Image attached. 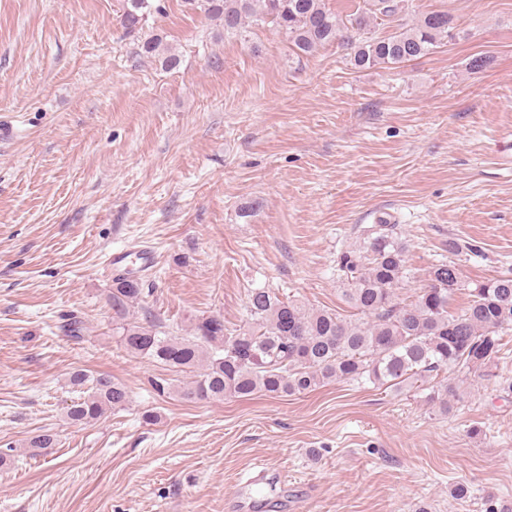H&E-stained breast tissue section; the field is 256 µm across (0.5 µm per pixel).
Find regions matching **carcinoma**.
<instances>
[{"mask_svg": "<svg viewBox=\"0 0 512 512\" xmlns=\"http://www.w3.org/2000/svg\"><path fill=\"white\" fill-rule=\"evenodd\" d=\"M402 2L366 0L364 8L342 16L326 0H183L189 10L219 21L226 32L242 35L270 25L298 57L338 41L352 50L351 61L359 69L394 68L429 54L448 38L453 20L446 11H431L410 26L376 34L377 20L397 16ZM160 12L155 0H125L121 25L142 35L141 54L173 70L180 58L163 36L143 34L148 17ZM336 271L342 300L357 311L356 319L331 309H309L258 288L249 296L251 322L243 328L229 330L223 320L209 316L198 320L191 335L177 336L148 320L121 325L119 338L133 354L191 373L192 381L179 390L188 400L306 394L333 381L398 388L443 373L430 400L439 414L448 416L457 386L447 373L466 369L482 371L512 393V379L503 381L494 372L507 346L504 337L512 334V276L469 289L467 305L452 312L460 273L455 264L441 262L428 271L424 287L401 299L398 286L410 270L393 224L363 230L360 246L337 256ZM142 296L138 280H112V309L118 316ZM69 382L87 387V395L67 407L66 416L75 423L97 420L128 402L126 387L108 376L78 371ZM56 444L57 435L46 430L31 438L28 447L41 452Z\"/></svg>", "mask_w": 512, "mask_h": 512, "instance_id": "carcinoma-1", "label": "carcinoma"}]
</instances>
